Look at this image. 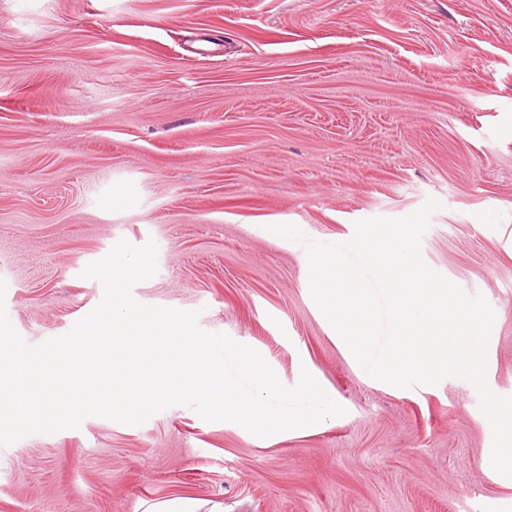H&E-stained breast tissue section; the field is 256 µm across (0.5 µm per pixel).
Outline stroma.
Listing matches in <instances>:
<instances>
[{"mask_svg": "<svg viewBox=\"0 0 512 512\" xmlns=\"http://www.w3.org/2000/svg\"><path fill=\"white\" fill-rule=\"evenodd\" d=\"M436 198L426 264L495 312L487 380L512 396V0H0V279L29 344L103 298L84 268L155 241L145 305L310 368L346 413L261 438L173 406L0 447V512H512L458 378L370 377L309 290L297 225ZM219 500H203L191 496L168 497L147 504L143 512H223Z\"/></svg>", "mask_w": 512, "mask_h": 512, "instance_id": "stroma-1", "label": "stroma"}]
</instances>
